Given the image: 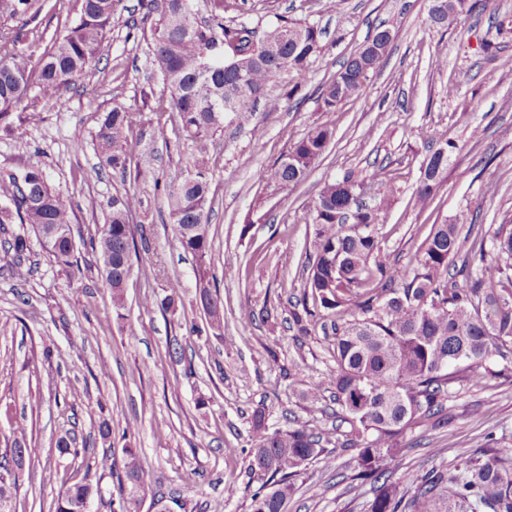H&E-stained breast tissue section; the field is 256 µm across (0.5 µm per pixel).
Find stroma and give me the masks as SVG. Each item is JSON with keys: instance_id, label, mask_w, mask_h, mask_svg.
<instances>
[{"instance_id": "35a3bbf8", "label": "stroma", "mask_w": 512, "mask_h": 512, "mask_svg": "<svg viewBox=\"0 0 512 512\" xmlns=\"http://www.w3.org/2000/svg\"><path fill=\"white\" fill-rule=\"evenodd\" d=\"M432 0H224V24L248 23L257 32L300 20L322 31L306 82L294 89L283 73L260 101L253 121L225 125L201 140L185 138L170 94L153 62L144 0H121L105 49L58 98L24 109L26 134L0 124V172L38 166L72 208L75 264H58L30 236L32 275L11 274L0 250V457L11 456L15 426L25 429L13 512H55L64 485L100 486L104 501L90 512H112L123 451L137 449L154 481L140 512L157 499L184 502L186 512H251L261 480L250 470L252 420L264 410L273 429L330 428V412L300 397L335 367L330 332L298 335L289 328V302L303 290V268L314 251L309 208L320 188L347 170L370 177L385 166L395 190L379 227L383 254L412 264L432 225L496 229L512 225V0H490L451 28L431 25ZM80 15L78 0H35L22 20L28 44L42 53ZM390 27L389 52L358 95L326 110L320 91L340 66ZM137 112L128 133L153 179L120 178L104 167L95 147L100 113ZM334 136L307 178L294 187L262 182L258 171L321 123ZM455 141L432 204L413 202L429 151ZM209 158L211 251L205 263L184 251L167 199L170 182L199 152ZM135 195L137 254L126 283V305L112 290L89 237L106 224L112 197ZM224 301V326L213 329L199 299L200 269ZM177 290L176 311L146 310L144 297ZM27 304H20L18 294ZM270 306L277 327L243 322L242 305ZM498 376L483 384L450 385L447 426L424 424L406 437L393 479L453 466L493 435L512 448V355L495 358ZM112 435L99 432L102 419ZM70 439L78 456L59 455ZM111 468H102V456ZM358 451L333 448L295 479L288 512H367L372 484L358 480Z\"/></svg>"}]
</instances>
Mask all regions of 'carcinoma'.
Returning a JSON list of instances; mask_svg holds the SVG:
<instances>
[{
    "mask_svg": "<svg viewBox=\"0 0 512 512\" xmlns=\"http://www.w3.org/2000/svg\"><path fill=\"white\" fill-rule=\"evenodd\" d=\"M115 2L82 0L75 26L54 38L33 65L21 29L6 27L7 21L28 14L32 0H0L1 124L23 135V119L14 111L29 100L31 89L51 99L74 84L104 50ZM478 2L446 0L445 11L430 23L448 27L461 14L473 12ZM148 8L158 13L151 28L154 62L169 89L181 132L194 139L224 128V119L215 115L224 113L228 98L235 102L231 121L239 127L249 125L258 101L285 71L295 78L290 90L295 94L320 49L322 31L306 22L286 21L258 39L244 22L199 24L192 0H150ZM381 35L379 31L369 40L377 50L363 46L322 87L327 109L360 92L391 45ZM241 69L249 74L244 85L236 81ZM136 121V113L118 108L99 116L97 151L113 174L123 178L137 148L127 137ZM333 134L328 123L315 126L292 143L286 160L264 171L261 180L280 187L301 183ZM207 165L202 154L190 158L187 174L174 179L168 189L179 242L201 263L211 250ZM447 165L448 157L439 152L427 156L414 194L417 205L424 207L432 200ZM372 182L379 201L371 206L361 201L365 182L352 171L320 189L310 214L316 226L314 254L301 297L290 311L301 336L311 333L315 321L351 311L344 324L331 323L335 368L328 383H312L302 393L308 406L316 409L326 387H331L337 424L317 433L299 425L271 431L265 412L254 414L251 470L277 481L252 495V512H285L294 489L291 480L325 455L330 445L359 449L358 478L375 486L367 512H512V448H498L488 458L476 453L462 456L450 469L406 474L404 487L390 481L389 475L405 448L407 432L429 420L443 421L448 370L463 365L472 379L486 383L496 376L487 363L512 346V228L502 224L471 242L460 237L455 224H434L415 263L399 266L383 255L378 234L384 203L395 188L393 177L381 166ZM1 185L5 190L0 191V232L6 252L13 253V275L25 280L31 273L26 263L28 239L6 225H28L43 238L49 224L71 229L70 209L36 166L1 176ZM137 206L138 200L129 194L112 200L108 223L90 237L118 308L124 307L125 296L112 274L135 248L130 216ZM461 255L464 259L457 266ZM459 276L460 285L455 281ZM200 297L211 326L221 328L220 295L203 287ZM123 452L119 512H138L140 492L152 483L153 475L137 449ZM16 489V473L0 465V498H13ZM95 496L102 497L100 487L72 483L60 493L56 512H70Z\"/></svg>",
    "mask_w": 512,
    "mask_h": 512,
    "instance_id": "1",
    "label": "carcinoma"
}]
</instances>
